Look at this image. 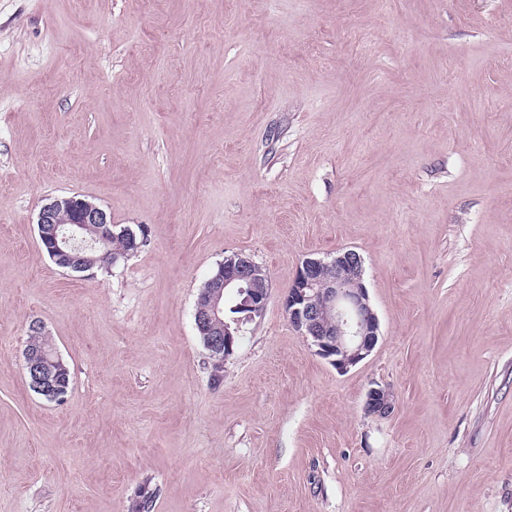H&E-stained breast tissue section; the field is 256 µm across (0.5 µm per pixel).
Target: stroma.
<instances>
[{
	"label": "stroma",
	"instance_id": "obj_1",
	"mask_svg": "<svg viewBox=\"0 0 512 512\" xmlns=\"http://www.w3.org/2000/svg\"><path fill=\"white\" fill-rule=\"evenodd\" d=\"M142 229L73 273L37 214ZM364 260L381 324L338 372L301 262ZM270 295L214 368L226 255ZM38 321L62 401L22 369ZM395 410L367 414V391ZM512 512V0H0V512ZM38 226V235L45 242L49 243L48 251L53 262L68 264L71 266L70 258L60 242L65 243L69 239L82 236L87 240V234L91 235V241L105 240V237L124 235L139 246H129L122 239L108 238L106 242H95L93 247L87 249V254L93 256L96 260V267L101 265L112 266V260H121L130 254L137 252L143 245L142 237L129 227H121L118 232L116 228L119 225L112 224L111 217L101 207L79 197L72 195L67 197H56L44 204L38 214L36 222ZM58 224H68V235L59 239ZM137 237V238H136ZM72 267V266H71ZM395 406L392 392L384 387H372L366 397L365 409L368 413L381 417L389 416Z\"/></svg>",
	"mask_w": 512,
	"mask_h": 512
}]
</instances>
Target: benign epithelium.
Instances as JSON below:
<instances>
[{
	"label": "benign epithelium",
	"mask_w": 512,
	"mask_h": 512,
	"mask_svg": "<svg viewBox=\"0 0 512 512\" xmlns=\"http://www.w3.org/2000/svg\"><path fill=\"white\" fill-rule=\"evenodd\" d=\"M60 224L68 225V235L62 238ZM37 226L40 238L49 243L51 259L60 264H71L62 244L78 236L89 234L93 241L118 234L136 239L131 228H117L104 209L77 195L56 197L44 204ZM270 287L268 273L250 258L238 253L224 257L197 299L194 312L198 335L204 338L211 356L225 360L234 353L240 325L263 312ZM230 301L238 316L228 320L225 308ZM283 308L315 354L341 372L370 355L380 336L379 318L364 282L363 259L353 250L328 259H305L283 297ZM22 368L37 394L54 401L64 398L70 374L61 359L53 361L48 352L29 343ZM394 406L389 389L377 386L368 391V413L386 417Z\"/></svg>",
	"instance_id": "1"
}]
</instances>
